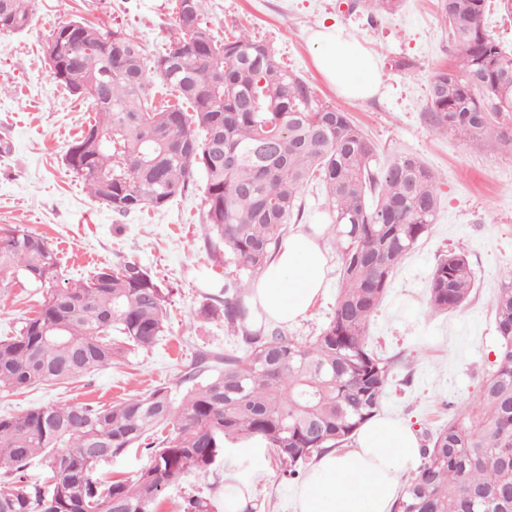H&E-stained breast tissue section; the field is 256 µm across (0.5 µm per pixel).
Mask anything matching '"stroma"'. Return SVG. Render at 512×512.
Instances as JSON below:
<instances>
[{
    "label": "stroma",
    "instance_id": "stroma-1",
    "mask_svg": "<svg viewBox=\"0 0 512 512\" xmlns=\"http://www.w3.org/2000/svg\"><path fill=\"white\" fill-rule=\"evenodd\" d=\"M34 22L0 33V227L24 226L45 236L57 257L61 284L87 277L100 265L134 261L171 289L166 333L156 347L77 381L37 389L0 390V414L44 405L109 404L166 386L181 398L183 374L196 353L244 350L239 331L206 321L198 310L222 293L226 271L205 244L201 188L161 209L125 216L98 203L69 168L65 155L95 108L72 98L50 77L43 49L53 28L82 19L133 33L148 55L166 43L170 0H30ZM215 34L246 28L268 43L281 63L308 80L320 100L349 112L377 145L381 158L406 151L438 172L441 207L430 233L402 261L367 327L369 347L393 364L383 399L386 414L410 420L422 444L473 404L492 371L498 336L492 298L512 269V153L472 148L461 136L426 124L430 80L453 63L456 51L436 0H404L392 13L348 9L343 0H204ZM338 24L379 61L380 90L364 101L339 96L313 62L310 36ZM333 230H326L328 284L307 315L286 325L307 341L331 318L341 286ZM463 252L475 272L470 300L449 314L432 312L428 284L438 259ZM42 302L33 286L0 289V336H9ZM244 488L252 512H294L297 483L281 478L271 449L242 452L216 470L187 476L167 488L157 512H181L202 492L224 506L225 479Z\"/></svg>",
    "mask_w": 512,
    "mask_h": 512
}]
</instances>
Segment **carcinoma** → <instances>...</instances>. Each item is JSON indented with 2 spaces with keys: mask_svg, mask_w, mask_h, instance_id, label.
Here are the masks:
<instances>
[{
  "mask_svg": "<svg viewBox=\"0 0 512 512\" xmlns=\"http://www.w3.org/2000/svg\"><path fill=\"white\" fill-rule=\"evenodd\" d=\"M172 0L165 52L147 61L132 33L78 20L63 53L47 58L52 79L94 103L96 117L68 148L70 169L90 194L125 215L162 208L203 174L212 251L238 280L199 316L242 333L240 354L199 353L186 382L202 380L179 404L159 387L108 406H41L0 416V512H156L160 496L186 474L224 460L226 444L259 441L273 450L286 481L328 448H339L380 412L391 364L367 345L366 328L396 268L431 230L438 175L419 157L386 165L347 112L319 100L271 47L246 33L217 37L202 0H190L186 28ZM490 0H438L455 63L432 78L425 118L475 146L491 140L512 151V52L485 27ZM32 20L29 0H0V32ZM159 77L177 99L155 105ZM100 136L96 145L87 135ZM232 154L235 164H225ZM317 184L334 224L342 287L329 322L302 343L254 320L250 283L301 219L300 192ZM48 241L21 225L0 227V288L18 279L47 288L42 309L14 336L0 338V389L67 383L112 365L127 348L153 347L165 335L171 291L134 261L103 266L60 287ZM475 287L462 252L438 260L428 286L436 312L464 306ZM492 308L499 346L494 370L463 417L433 437L425 462L398 496L394 512H512V270ZM144 448L132 478L94 477L95 456ZM64 455L68 464L56 467ZM39 458L45 479L26 481ZM191 496L183 512H211Z\"/></svg>",
  "mask_w": 512,
  "mask_h": 512,
  "instance_id": "cac0c4a2",
  "label": "carcinoma"
}]
</instances>
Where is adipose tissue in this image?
<instances>
[{
	"instance_id": "ef3b65f1",
	"label": "adipose tissue",
	"mask_w": 512,
	"mask_h": 512,
	"mask_svg": "<svg viewBox=\"0 0 512 512\" xmlns=\"http://www.w3.org/2000/svg\"><path fill=\"white\" fill-rule=\"evenodd\" d=\"M315 66L337 93L362 101L378 93L376 58L338 25L311 35ZM326 250L316 234L297 229L274 254L251 290L264 314L290 324L324 291ZM420 441L411 423L379 415L363 424L352 447L318 455L296 494L295 512H392L404 477L416 466Z\"/></svg>"
}]
</instances>
